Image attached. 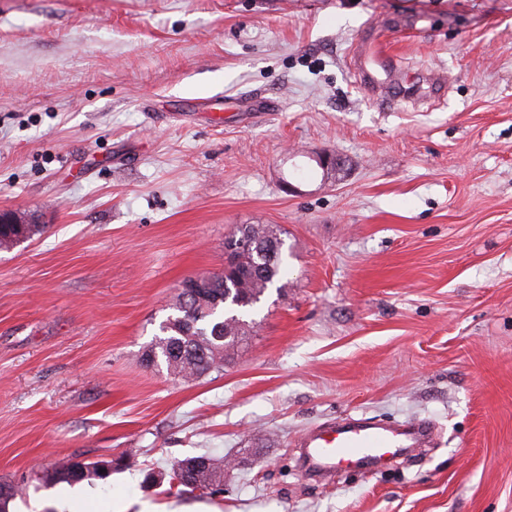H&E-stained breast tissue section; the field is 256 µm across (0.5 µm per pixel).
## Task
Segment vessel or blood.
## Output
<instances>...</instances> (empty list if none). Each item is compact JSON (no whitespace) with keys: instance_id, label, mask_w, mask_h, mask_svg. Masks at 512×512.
I'll use <instances>...</instances> for the list:
<instances>
[{"instance_id":"1","label":"vessel or blood","mask_w":512,"mask_h":512,"mask_svg":"<svg viewBox=\"0 0 512 512\" xmlns=\"http://www.w3.org/2000/svg\"><path fill=\"white\" fill-rule=\"evenodd\" d=\"M385 61L381 50L365 47L359 57L361 77L378 84L377 73ZM425 437V428L417 424L387 425L370 418L350 417L318 425L301 438L299 445L313 469L333 472L366 463H387L404 443L418 445Z\"/></svg>"}]
</instances>
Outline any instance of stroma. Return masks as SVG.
<instances>
[{"label":"stroma","mask_w":512,"mask_h":512,"mask_svg":"<svg viewBox=\"0 0 512 512\" xmlns=\"http://www.w3.org/2000/svg\"><path fill=\"white\" fill-rule=\"evenodd\" d=\"M397 54L391 104L358 47ZM319 154L345 161L325 179ZM0 477L124 455L80 512L170 506L150 468L230 459L192 512H512V0H0ZM241 224L282 232L248 346L184 382L141 363ZM434 424L329 480L298 436Z\"/></svg>","instance_id":"stroma-1"}]
</instances>
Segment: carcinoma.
Returning a JSON list of instances; mask_svg holds the SVG:
<instances>
[{
    "mask_svg": "<svg viewBox=\"0 0 512 512\" xmlns=\"http://www.w3.org/2000/svg\"><path fill=\"white\" fill-rule=\"evenodd\" d=\"M246 230L267 232L277 239L278 246L272 254L258 255L253 250L236 254L237 268L242 276L226 287L219 281L211 293L194 299L176 295L173 313L159 327L149 349L157 351L171 374L184 381H194L224 368V360L235 353L253 332L254 322L250 313L261 302L265 293L284 275L283 239L265 224H247L237 233ZM117 465L110 464L106 472L95 462L72 461L41 469L35 479L45 486L60 483L76 484L83 481L107 485ZM176 483L177 494L193 492L191 483L211 485L208 494L223 492L224 459L203 454L184 459H173L162 471H149L145 483H162L165 478ZM26 495V484L0 480V512H7L9 503Z\"/></svg>",
    "mask_w": 512,
    "mask_h": 512,
    "instance_id": "obj_1",
    "label": "carcinoma"
}]
</instances>
